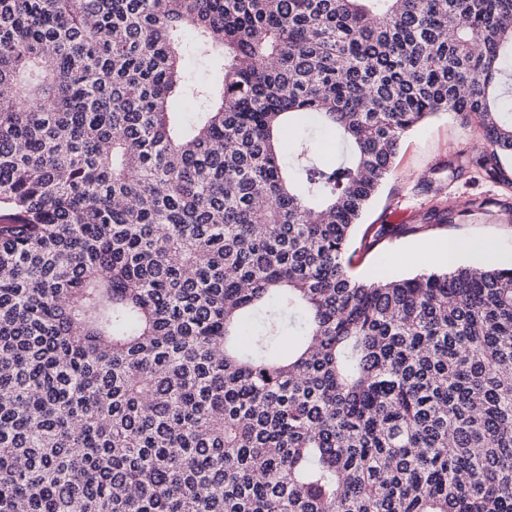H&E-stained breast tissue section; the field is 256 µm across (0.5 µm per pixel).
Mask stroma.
Listing matches in <instances>:
<instances>
[{"label":"stroma","mask_w":512,"mask_h":512,"mask_svg":"<svg viewBox=\"0 0 512 512\" xmlns=\"http://www.w3.org/2000/svg\"><path fill=\"white\" fill-rule=\"evenodd\" d=\"M481 143L476 118L438 114L410 131L402 140L394 173L363 212L360 229L383 224L400 231L383 237L372 250L352 241L346 258L351 272L370 280L377 275L402 278L416 274V267L401 258L414 244H434L457 238L476 242L477 250L461 255L459 265L484 264V248L494 249V264L512 267V186L471 167L454 176L458 161L475 154ZM469 199L483 201V209L439 220L442 209H453Z\"/></svg>","instance_id":"stroma-1"}]
</instances>
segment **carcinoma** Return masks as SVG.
I'll list each match as a JSON object with an SVG mask.
<instances>
[{
    "instance_id": "carcinoma-1",
    "label": "carcinoma",
    "mask_w": 512,
    "mask_h": 512,
    "mask_svg": "<svg viewBox=\"0 0 512 512\" xmlns=\"http://www.w3.org/2000/svg\"><path fill=\"white\" fill-rule=\"evenodd\" d=\"M508 103L512 0H0V512H512V269L345 262Z\"/></svg>"
}]
</instances>
